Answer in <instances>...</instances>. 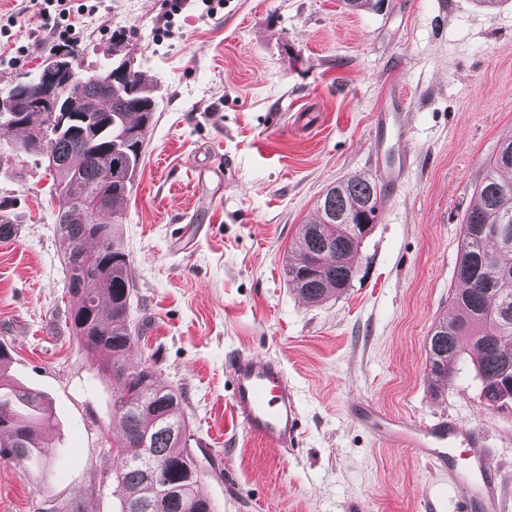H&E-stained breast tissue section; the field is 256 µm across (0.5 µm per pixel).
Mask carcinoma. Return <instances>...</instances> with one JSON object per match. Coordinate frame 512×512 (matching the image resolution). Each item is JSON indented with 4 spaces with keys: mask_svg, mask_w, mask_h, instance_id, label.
<instances>
[{
    "mask_svg": "<svg viewBox=\"0 0 512 512\" xmlns=\"http://www.w3.org/2000/svg\"><path fill=\"white\" fill-rule=\"evenodd\" d=\"M84 78L82 98L95 131L70 137L59 130V117L40 112H0V130L22 129L21 148L38 155L47 144L55 155L51 171L58 199L69 203L57 213L67 279L72 299L69 330L81 348L118 380L112 394L117 419L115 477L124 495L121 512H214L201 478L188 483L187 471L200 469L192 451L193 434L180 409L183 394L157 383L150 365L133 367L127 356L134 343L130 306L131 260L117 240L114 225L93 216L112 212L133 192L145 150L147 129L157 103L151 83L137 72L112 87L106 101L93 83V70L83 66L79 50L67 52ZM512 131L503 134L496 152L476 181V203L465 210L460 225L455 280L450 301L454 313L435 322L427 336V377L438 388L454 384L468 353L482 404L501 408L512 403V245L500 247L476 236L474 228L504 224L512 229ZM112 183H107V176ZM381 189L365 177L350 176L326 189L315 217L300 225L285 267L288 283L311 303L340 295L358 273L355 259L364 240L356 224L380 218ZM11 357L0 344V459L17 465L47 459L39 439L50 417L44 395L8 374ZM166 464L161 479L184 490L161 496L153 473L141 462L146 452Z\"/></svg>",
    "mask_w": 512,
    "mask_h": 512,
    "instance_id": "carcinoma-1",
    "label": "carcinoma"
}]
</instances>
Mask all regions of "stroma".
<instances>
[{
  "mask_svg": "<svg viewBox=\"0 0 512 512\" xmlns=\"http://www.w3.org/2000/svg\"><path fill=\"white\" fill-rule=\"evenodd\" d=\"M103 0L77 21L86 64L133 58L153 81L157 112L138 182L122 205L129 253L131 361L155 364L183 392L204 489L215 512H450L438 472L384 447L351 415L368 401L424 422L453 416L494 450L503 512H512V405L484 408L468 371L446 388L426 375V337L451 315L461 218L473 187L512 129V0ZM16 17L0 35V99L39 67L54 15L0 0ZM404 116L401 138L374 113ZM0 134V343L10 372L44 393L51 470L0 460V512H119L112 452L114 379L79 347L66 321L53 178ZM407 150L397 184L344 294L303 300L283 266L300 224L336 180L379 179ZM232 351L285 364L302 436L280 452L233 418Z\"/></svg>",
  "mask_w": 512,
  "mask_h": 512,
  "instance_id": "35a3bbf8",
  "label": "stroma"
}]
</instances>
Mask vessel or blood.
<instances>
[{
	"mask_svg": "<svg viewBox=\"0 0 512 512\" xmlns=\"http://www.w3.org/2000/svg\"><path fill=\"white\" fill-rule=\"evenodd\" d=\"M230 409L246 433L270 448L294 446L300 412L282 363L258 353H237L230 362ZM351 413L386 446L437 466L456 492L452 512H499L501 486L493 450L472 425L452 417L418 422L356 403ZM464 458H457L456 449Z\"/></svg>",
	"mask_w": 512,
	"mask_h": 512,
	"instance_id": "vessel-or-blood-1",
	"label": "vessel or blood"
}]
</instances>
